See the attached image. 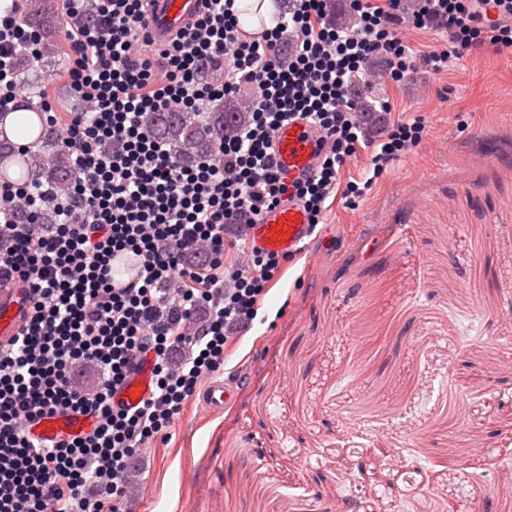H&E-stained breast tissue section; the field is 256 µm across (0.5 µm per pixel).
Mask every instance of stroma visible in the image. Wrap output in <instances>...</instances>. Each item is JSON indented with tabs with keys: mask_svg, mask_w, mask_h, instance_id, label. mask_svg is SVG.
Returning <instances> with one entry per match:
<instances>
[{
	"mask_svg": "<svg viewBox=\"0 0 512 512\" xmlns=\"http://www.w3.org/2000/svg\"><path fill=\"white\" fill-rule=\"evenodd\" d=\"M32 59L66 130L71 38ZM358 97L365 135L425 117L427 135L356 204L368 147L324 222L232 339L236 399L190 398L137 457L124 512H512V52L484 49Z\"/></svg>",
	"mask_w": 512,
	"mask_h": 512,
	"instance_id": "35a3bbf8",
	"label": "stroma"
}]
</instances>
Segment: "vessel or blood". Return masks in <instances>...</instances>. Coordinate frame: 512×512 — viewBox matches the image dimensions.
Instances as JSON below:
<instances>
[{
  "mask_svg": "<svg viewBox=\"0 0 512 512\" xmlns=\"http://www.w3.org/2000/svg\"><path fill=\"white\" fill-rule=\"evenodd\" d=\"M204 0H151L146 32L153 47L165 45L182 27L201 12ZM275 167L285 182L292 183L308 175L316 164L319 135L305 121L296 119L281 124L273 134ZM255 247L281 255L303 250L313 230L304 209L288 203L262 212L246 228ZM115 287L122 288L136 278L138 265L127 255L115 254ZM35 294L31 286L19 280L0 285V349H7L18 337L33 314ZM153 358H137L135 369L118 387L113 402L124 408H135L150 394ZM233 398V388L224 382L210 384L203 402L213 411H221ZM94 419L73 412L55 413L37 420L30 428L33 436L48 442L67 440L90 431Z\"/></svg>",
  "mask_w": 512,
  "mask_h": 512,
  "instance_id": "vessel-or-blood-1",
  "label": "vessel or blood"
}]
</instances>
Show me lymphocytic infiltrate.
Segmentation results:
<instances>
[{"label": "lymphocytic infiltrate", "instance_id": "lymphocytic-infiltrate-1", "mask_svg": "<svg viewBox=\"0 0 512 512\" xmlns=\"http://www.w3.org/2000/svg\"><path fill=\"white\" fill-rule=\"evenodd\" d=\"M235 0H205L157 57L143 56L148 0H65L71 22V86L85 102L67 129L71 190L0 185V282L21 278L38 292L34 313L8 352H0V512H120L127 472L146 444L167 437L202 381L226 366L224 351L249 329L282 255L251 249L252 263L225 265L224 233L264 210L299 202L321 224L340 170L364 137L353 87L373 57L399 82L418 68L439 73L471 51H512V0H402L370 8L348 0L359 26L324 25L327 0H289L288 17L245 39ZM444 27L448 45L411 52L405 22ZM37 37L14 11L0 14V111L15 107L13 58L37 51ZM255 84L251 117L196 163L179 161L158 140L160 112H196ZM306 120L321 136L311 176L282 181L272 162L273 132ZM424 119L386 127L369 171L386 173L426 135ZM53 224H14L19 208ZM140 257L142 273L112 286V256ZM154 355L152 390L138 407L112 397L144 352ZM98 377L86 389L79 368ZM93 416L84 435L47 444L28 423L56 412Z\"/></svg>", "mask_w": 512, "mask_h": 512}]
</instances>
